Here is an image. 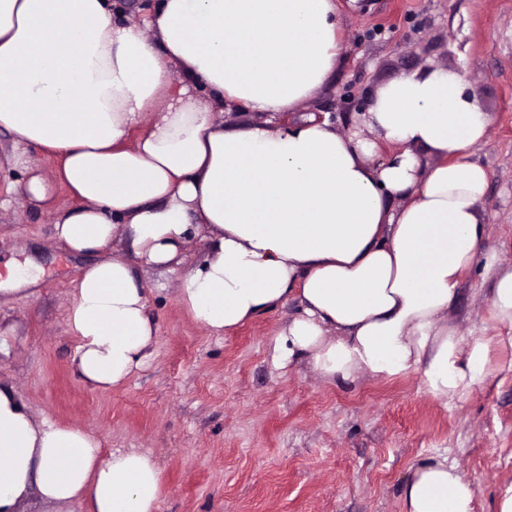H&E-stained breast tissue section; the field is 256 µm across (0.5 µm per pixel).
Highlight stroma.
I'll use <instances>...</instances> for the list:
<instances>
[{"instance_id":"stroma-1","label":"stroma","mask_w":512,"mask_h":512,"mask_svg":"<svg viewBox=\"0 0 512 512\" xmlns=\"http://www.w3.org/2000/svg\"><path fill=\"white\" fill-rule=\"evenodd\" d=\"M342 51L334 76L304 104L344 127L372 90L409 68L460 70L492 122L470 159L488 172L482 202L486 245L512 264V0H339ZM51 185L45 202L11 191L25 170H0V275L6 261L33 260L37 283L0 302L11 334L0 379L36 416L94 433L104 450L143 448L163 469L160 512H402L413 469L447 457L476 489L475 512H497L512 484V347H493L488 376L449 405L415 374L329 381L300 364L276 368L271 343L296 302L220 336L178 300L186 268L203 262L192 238L175 269L146 267L157 341L150 363L124 386L100 391L70 369L69 288L88 259L58 248L53 219L73 199L59 162L27 152ZM491 279L474 266L448 313L465 340L512 335L491 316Z\"/></svg>"}]
</instances>
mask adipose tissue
I'll return each instance as SVG.
<instances>
[{"label": "adipose tissue", "mask_w": 512, "mask_h": 512, "mask_svg": "<svg viewBox=\"0 0 512 512\" xmlns=\"http://www.w3.org/2000/svg\"><path fill=\"white\" fill-rule=\"evenodd\" d=\"M341 44L337 0H159L139 22L110 0H0V130L17 164L28 146L58 158L75 204L55 239L94 257L65 315L80 381L114 389L150 361L158 327L138 270L181 265L196 235L207 256L179 300L212 333L295 299L276 363L345 381L415 373L443 405L484 381L490 340L465 342L448 312L479 263L494 320L512 325V267L485 246L488 173L470 159L490 116L461 72L417 66L346 131L277 123L323 88ZM227 107L249 123L224 127ZM162 482L151 453L103 450L0 381V512L34 494L52 512H158ZM475 497L437 457L402 488L403 512H474Z\"/></svg>", "instance_id": "1"}]
</instances>
